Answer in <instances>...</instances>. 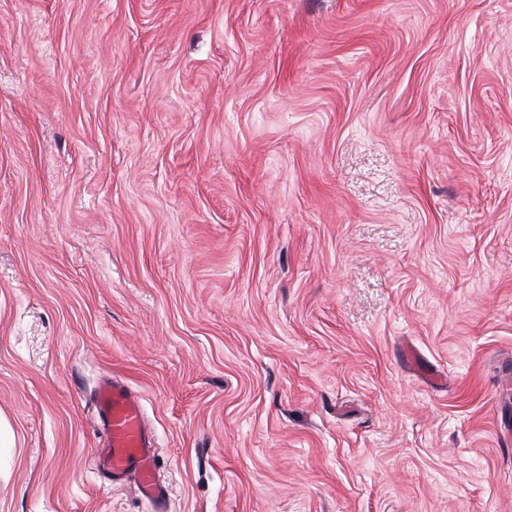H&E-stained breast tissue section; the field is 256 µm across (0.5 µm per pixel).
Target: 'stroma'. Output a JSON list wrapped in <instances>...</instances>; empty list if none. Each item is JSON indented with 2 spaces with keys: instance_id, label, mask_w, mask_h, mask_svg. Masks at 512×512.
<instances>
[{
  "instance_id": "stroma-1",
  "label": "stroma",
  "mask_w": 512,
  "mask_h": 512,
  "mask_svg": "<svg viewBox=\"0 0 512 512\" xmlns=\"http://www.w3.org/2000/svg\"><path fill=\"white\" fill-rule=\"evenodd\" d=\"M510 374L512 0H0V512H512ZM95 410L106 437L105 447L94 454L95 470L114 484L134 483L145 499H162L167 490L158 478L154 440L137 396L124 382L105 380L96 391Z\"/></svg>"
}]
</instances>
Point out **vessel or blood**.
<instances>
[{
  "label": "vessel or blood",
  "mask_w": 512,
  "mask_h": 512,
  "mask_svg": "<svg viewBox=\"0 0 512 512\" xmlns=\"http://www.w3.org/2000/svg\"><path fill=\"white\" fill-rule=\"evenodd\" d=\"M95 410L106 437L105 447L94 454L95 470L108 475L112 483L133 484L143 498L162 499L166 488L158 478L154 440L137 396L112 378L99 385Z\"/></svg>",
  "instance_id": "vessel-or-blood-1"
}]
</instances>
